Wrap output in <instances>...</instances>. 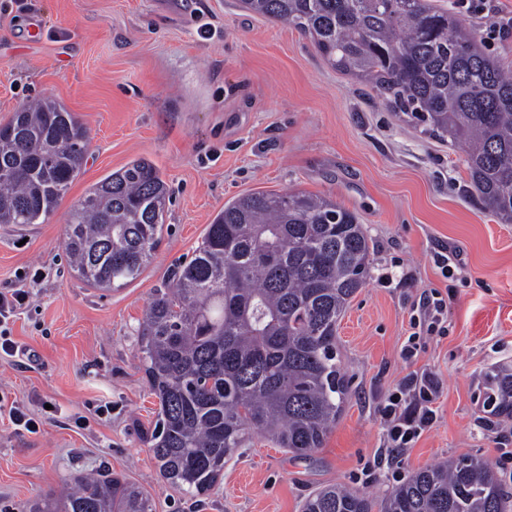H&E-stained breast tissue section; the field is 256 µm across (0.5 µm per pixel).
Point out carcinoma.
Here are the masks:
<instances>
[{
	"label": "carcinoma",
	"instance_id": "carcinoma-1",
	"mask_svg": "<svg viewBox=\"0 0 512 512\" xmlns=\"http://www.w3.org/2000/svg\"><path fill=\"white\" fill-rule=\"evenodd\" d=\"M310 36L337 71L376 88L393 110L450 139L471 184L512 224V70L432 0H239ZM85 124L62 104H26L0 126V224H36L81 175ZM167 187L138 157L70 210L64 248L77 277L110 291L136 280L161 241ZM356 213L302 191H257L226 204L190 259L171 271L137 329L158 399L151 434L160 476L210 490L257 432L305 455L323 447L346 398L336 360L341 316L372 266ZM487 406L512 415V368L491 378ZM29 512H155L147 492L108 471L62 479ZM301 512H512L482 460L413 473L375 499L342 486L311 492Z\"/></svg>",
	"mask_w": 512,
	"mask_h": 512
}]
</instances>
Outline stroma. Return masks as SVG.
<instances>
[{
  "label": "stroma",
  "instance_id": "stroma-1",
  "mask_svg": "<svg viewBox=\"0 0 512 512\" xmlns=\"http://www.w3.org/2000/svg\"><path fill=\"white\" fill-rule=\"evenodd\" d=\"M434 2L512 63V0L491 11L478 0ZM493 25L501 32L490 41ZM45 98L87 125L91 155L43 223L0 224V292L25 293L4 325L17 352L0 353V512H24L65 475L96 469L144 487L156 512H300L327 485L378 498L459 457L492 463L512 488V417L481 426L488 376L512 365V224L480 200L459 148L329 66L308 36L238 0H0V124ZM138 157L170 188L164 237L135 281L90 288L63 247L70 208ZM261 190L329 197L372 239L371 274L338 329L348 395L323 448L296 456L253 437L211 490L190 497L156 469L147 435L158 405L136 329L225 203ZM440 252L454 277L435 263ZM424 292L447 301L448 332L424 337L408 361L401 348ZM423 369L443 384L436 420L388 454L380 407ZM13 406L40 432L16 430Z\"/></svg>",
  "mask_w": 512,
  "mask_h": 512
}]
</instances>
